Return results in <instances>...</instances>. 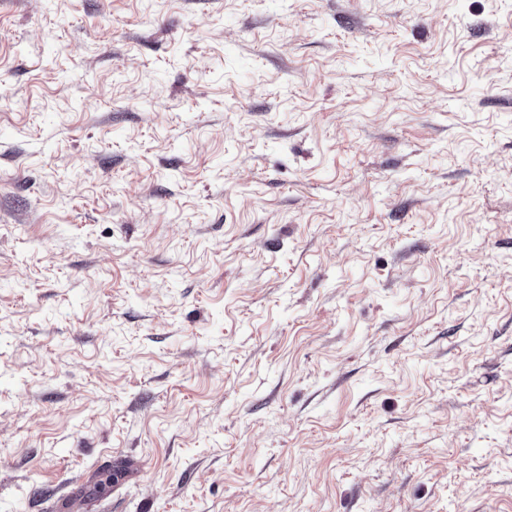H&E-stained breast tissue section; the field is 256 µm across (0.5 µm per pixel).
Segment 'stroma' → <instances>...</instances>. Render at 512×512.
Here are the masks:
<instances>
[{"mask_svg":"<svg viewBox=\"0 0 512 512\" xmlns=\"http://www.w3.org/2000/svg\"><path fill=\"white\" fill-rule=\"evenodd\" d=\"M0 512H512V0H0Z\"/></svg>","mask_w":512,"mask_h":512,"instance_id":"1","label":"stroma"}]
</instances>
